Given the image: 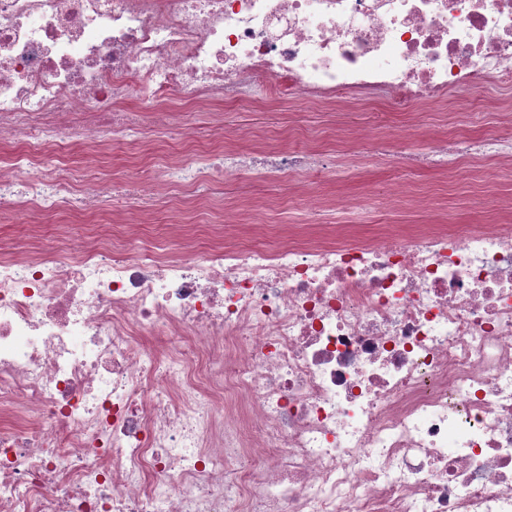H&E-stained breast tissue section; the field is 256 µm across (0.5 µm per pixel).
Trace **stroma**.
Returning <instances> with one entry per match:
<instances>
[{"label": "stroma", "instance_id": "stroma-1", "mask_svg": "<svg viewBox=\"0 0 512 512\" xmlns=\"http://www.w3.org/2000/svg\"><path fill=\"white\" fill-rule=\"evenodd\" d=\"M219 113L225 123L259 135L262 149L286 151L300 147V140L288 135L292 129L324 143L327 149L324 162L329 173L309 188L290 189L251 173L241 184L228 185L205 196L202 207L187 206L179 215L184 224L220 225L227 209L239 205L246 196H254L261 203V210L234 229L235 236L247 244H276L279 234L303 225V203L310 191L320 194L330 206L341 197L363 199L361 208L335 213L331 220L355 226L366 235L384 225L400 230L422 219L447 225L480 224L485 220L489 201L512 204V175L507 174L505 161L487 156L463 160L469 175L461 179L447 170L398 169L351 142L352 128L364 124L375 127L387 142L405 130L408 116L381 102L336 110L288 100L255 107L225 103L215 110L203 108L190 120L209 130ZM505 113L512 114V88L488 86L449 93L434 108L421 110L419 118L437 131L461 127L475 133L500 121ZM394 180L404 182L407 188L406 197L398 203L390 202L384 194L386 185Z\"/></svg>", "mask_w": 512, "mask_h": 512}]
</instances>
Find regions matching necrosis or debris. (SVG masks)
I'll return each instance as SVG.
<instances>
[{
    "mask_svg": "<svg viewBox=\"0 0 512 512\" xmlns=\"http://www.w3.org/2000/svg\"><path fill=\"white\" fill-rule=\"evenodd\" d=\"M512 84V0H0V213L39 227L120 195L69 247L0 243V512H512V211L483 224L225 231L156 251L142 214L255 166L306 184L320 153L244 150L74 184L62 155L153 134L210 103L432 107ZM148 112H131L132 96ZM432 157L512 162V117L413 125ZM188 344L159 358L152 333Z\"/></svg>",
    "mask_w": 512,
    "mask_h": 512,
    "instance_id": "1",
    "label": "necrosis or debris"
}]
</instances>
